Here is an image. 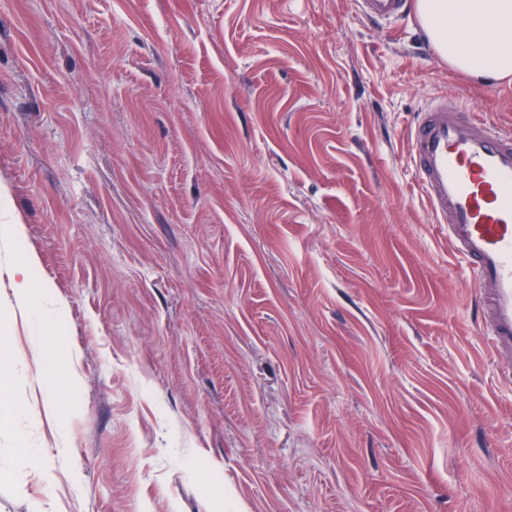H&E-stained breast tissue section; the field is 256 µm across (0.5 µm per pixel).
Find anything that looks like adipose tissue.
<instances>
[{"instance_id": "1", "label": "adipose tissue", "mask_w": 512, "mask_h": 512, "mask_svg": "<svg viewBox=\"0 0 512 512\" xmlns=\"http://www.w3.org/2000/svg\"><path fill=\"white\" fill-rule=\"evenodd\" d=\"M417 18L438 57L483 85H512V0H415ZM37 260L18 255L13 303L40 336H55L64 322L51 288L34 275Z\"/></svg>"}]
</instances>
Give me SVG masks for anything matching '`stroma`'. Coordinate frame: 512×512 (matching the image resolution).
I'll list each match as a JSON object with an SVG mask.
<instances>
[{"mask_svg": "<svg viewBox=\"0 0 512 512\" xmlns=\"http://www.w3.org/2000/svg\"><path fill=\"white\" fill-rule=\"evenodd\" d=\"M512 86L356 0H0V512H512V358L413 178L423 104ZM78 377L59 425L7 266ZM66 457H59V449ZM37 259L29 254L17 256L13 268V303L27 315L41 338L60 336L64 321L53 308L51 287L34 276ZM14 331V321L12 319L1 320L0 322V389H7L13 373V367L16 361L15 353L5 346L4 343L9 339ZM6 349H4V346ZM12 466L39 471L41 477L46 482H52L55 479V474L52 468L43 465L40 461L38 452L31 448H14L12 454ZM12 466H1V477L11 474L13 472Z\"/></svg>", "mask_w": 512, "mask_h": 512, "instance_id": "obj_1", "label": "stroma"}]
</instances>
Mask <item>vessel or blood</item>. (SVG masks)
<instances>
[{
  "label": "vessel or blood",
  "mask_w": 512,
  "mask_h": 512,
  "mask_svg": "<svg viewBox=\"0 0 512 512\" xmlns=\"http://www.w3.org/2000/svg\"><path fill=\"white\" fill-rule=\"evenodd\" d=\"M358 7L389 26L409 15V0H358ZM409 141L434 221L480 286L482 338L495 358L512 356V130L444 96L418 113Z\"/></svg>",
  "instance_id": "b4317fda"
}]
</instances>
